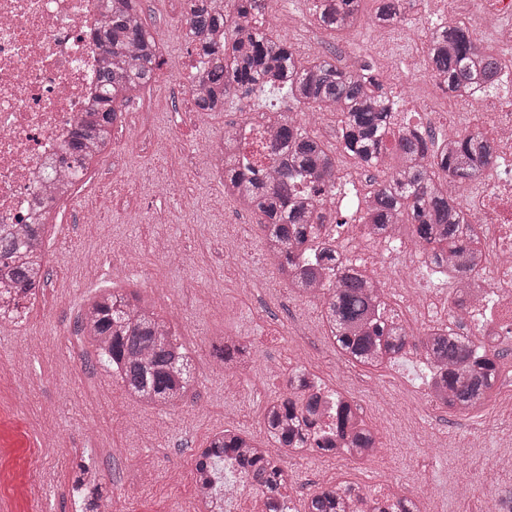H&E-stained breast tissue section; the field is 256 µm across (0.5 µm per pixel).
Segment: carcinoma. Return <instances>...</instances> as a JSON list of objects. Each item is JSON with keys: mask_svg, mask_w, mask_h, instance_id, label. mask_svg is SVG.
Segmentation results:
<instances>
[{"mask_svg": "<svg viewBox=\"0 0 512 512\" xmlns=\"http://www.w3.org/2000/svg\"><path fill=\"white\" fill-rule=\"evenodd\" d=\"M184 36L199 59L189 76L196 110L220 112L267 94H280L299 109L339 116L337 142L357 166L383 173L357 199L358 222L376 241L399 233L428 253L425 270L450 279L473 274L480 251L475 225L458 198L448 195V177L471 182L495 163L493 143L483 132L452 139L399 122L398 102L371 68L348 70L328 55L297 56L287 40L266 26L271 0H186ZM319 26L340 36L358 25L362 0H315ZM377 26L405 21L403 0H376ZM96 44L103 65L95 75L99 91L92 117L62 146L65 182L38 224L0 232V265L7 287L0 310L26 313L45 271V224L49 214L84 175L87 163L110 144L115 108L145 89L162 65L159 43L145 27L139 0H106ZM512 59L479 44L471 22L429 28L426 70L437 87L456 97L481 98L504 81ZM224 163V196L260 217L266 251L301 296L321 299L327 334L352 363H392L407 348L424 354L432 391L443 406L466 414L492 397L504 351L461 333L463 326H439L415 336L395 322L385 297L373 291L372 278L332 243L323 227L336 196L337 153L310 133L293 111L246 113L241 125L224 127L218 143ZM78 329L124 391L148 407H175L191 389V357L179 341L176 322L159 316L134 292L106 291L84 311ZM224 367L240 363L246 348H216ZM287 390L268 402L263 413L267 451L256 439L224 429L210 440L195 469L196 495L214 496L215 479L231 461L248 485L261 491L275 512H288L282 455L306 450L354 460L371 457L377 447L372 429L357 405L336 394L333 420L323 422L326 400L306 367L285 378ZM99 472L83 464L75 489L87 491L84 512H107L98 493ZM359 487L341 481L315 492L306 512H345L344 494Z\"/></svg>", "mask_w": 512, "mask_h": 512, "instance_id": "obj_1", "label": "carcinoma"}]
</instances>
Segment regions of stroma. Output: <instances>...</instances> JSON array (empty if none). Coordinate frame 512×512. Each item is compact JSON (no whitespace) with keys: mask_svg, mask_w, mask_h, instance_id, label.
<instances>
[{"mask_svg":"<svg viewBox=\"0 0 512 512\" xmlns=\"http://www.w3.org/2000/svg\"><path fill=\"white\" fill-rule=\"evenodd\" d=\"M376 0H363L360 26L344 43L355 62L382 72L405 44L401 26L373 24ZM163 64L149 90L122 108L108 151L46 226L48 281L24 323L0 332V402L22 406L39 448L0 447V494L12 512H75L77 465L98 468L115 512H193L195 458L212 433L237 427L260 435L262 410L291 369L305 366L351 399L373 427L381 452L365 462L315 452L288 454V502L303 512L320 487L346 480L361 490L393 481L421 512H483L486 495L512 496V340L496 392L478 420H462L427 401L426 360L410 351L369 369L345 362L328 338L319 302L292 294L262 245L257 216L224 196L223 176L185 169L196 145L218 139L241 119L231 106L196 116L186 78L197 56L183 36L185 0H140ZM272 15L298 28L274 31L301 53L335 51L328 31L311 36V0H272ZM96 210L98 222L84 219ZM167 238L169 255L153 248ZM236 240L243 259L228 270L218 251ZM137 267L125 271L126 258ZM366 269L381 277L414 274L431 303L428 319L410 316L413 333L449 323L448 289L409 254H376ZM136 291L179 323L192 353L193 386L177 407L150 409L126 395L82 338L79 314L96 294ZM228 335L250 351L249 376L227 390L212 342Z\"/></svg>","mask_w":512,"mask_h":512,"instance_id":"1","label":"stroma"}]
</instances>
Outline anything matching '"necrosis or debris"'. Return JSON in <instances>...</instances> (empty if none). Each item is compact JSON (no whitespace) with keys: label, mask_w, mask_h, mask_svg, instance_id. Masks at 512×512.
Instances as JSON below:
<instances>
[{"label":"necrosis or debris","mask_w":512,"mask_h":512,"mask_svg":"<svg viewBox=\"0 0 512 512\" xmlns=\"http://www.w3.org/2000/svg\"><path fill=\"white\" fill-rule=\"evenodd\" d=\"M104 15L101 0H0V225L34 222L64 173L61 146L92 104L99 64L93 39ZM491 131L498 157L512 162V100H484L453 133ZM468 198L483 270L463 281L475 310L488 293L512 316V179L491 172Z\"/></svg>","instance_id":"1"}]
</instances>
